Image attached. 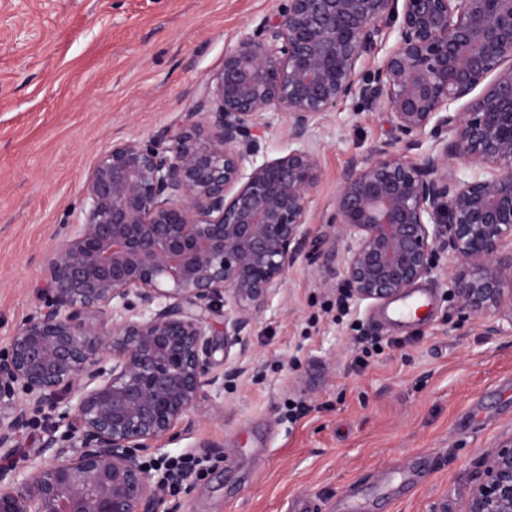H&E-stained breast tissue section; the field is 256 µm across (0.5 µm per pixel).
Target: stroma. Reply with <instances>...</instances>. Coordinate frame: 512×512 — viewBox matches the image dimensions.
Wrapping results in <instances>:
<instances>
[{
	"label": "stroma",
	"instance_id": "stroma-1",
	"mask_svg": "<svg viewBox=\"0 0 512 512\" xmlns=\"http://www.w3.org/2000/svg\"><path fill=\"white\" fill-rule=\"evenodd\" d=\"M280 0H0V352L43 307L41 260L76 223L84 183L113 142L169 145L241 38ZM394 136L386 109L360 100L310 134L321 169L310 234L245 344L216 351L223 390L145 459L209 460L166 512H463L477 462L512 433V334L463 318L451 262L418 280L431 289L418 326L377 321L379 305L344 308L326 261L336 191L351 159ZM255 163L288 153V115L254 133ZM378 337L362 352L356 338ZM302 408L290 414L291 405ZM31 424L0 463L22 466L50 434Z\"/></svg>",
	"mask_w": 512,
	"mask_h": 512
}]
</instances>
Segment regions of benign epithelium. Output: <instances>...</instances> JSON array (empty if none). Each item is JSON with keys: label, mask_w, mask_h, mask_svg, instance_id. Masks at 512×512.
<instances>
[{"label": "benign epithelium", "mask_w": 512, "mask_h": 512, "mask_svg": "<svg viewBox=\"0 0 512 512\" xmlns=\"http://www.w3.org/2000/svg\"><path fill=\"white\" fill-rule=\"evenodd\" d=\"M356 98L391 112L397 136L352 160L336 193L347 295L399 298L446 252L460 314L512 333V0H282L272 26L224 53L201 119L165 149L112 145L85 182L79 222L44 259L48 302L0 355V449L30 401L65 404L67 430L28 472L0 466V512H159L142 452L223 378L216 303L227 354L282 287L321 180L309 133ZM271 111L299 147L247 173ZM425 135L431 148L407 160ZM478 468L465 512H512V435Z\"/></svg>", "instance_id": "7a95c632"}]
</instances>
